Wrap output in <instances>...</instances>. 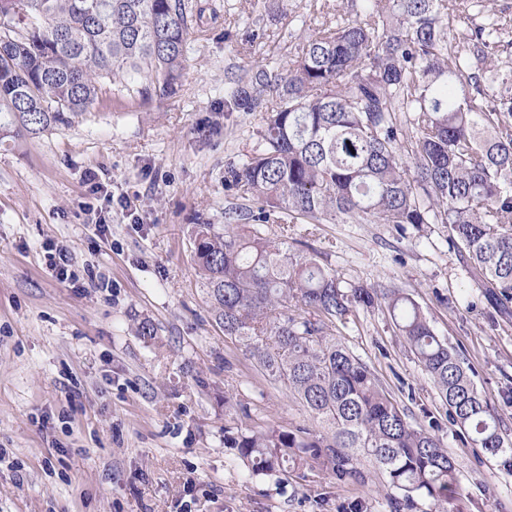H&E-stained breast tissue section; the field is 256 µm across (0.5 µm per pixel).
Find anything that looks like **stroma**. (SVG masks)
<instances>
[{
    "label": "stroma",
    "instance_id": "stroma-1",
    "mask_svg": "<svg viewBox=\"0 0 512 512\" xmlns=\"http://www.w3.org/2000/svg\"><path fill=\"white\" fill-rule=\"evenodd\" d=\"M201 18L176 94L103 81L96 104L36 138L0 139V512H339L355 498L391 512L387 488L336 483L291 465L254 476L224 431L243 411L286 428L310 414L225 336L191 256L197 224L222 225L224 166L258 112L224 91L262 58L288 62L308 0H197ZM104 186L90 194L86 170ZM290 253H314L345 282L394 285L464 359L512 435V312L462 262L444 224H265ZM67 247L77 284L57 280ZM151 321L157 334L137 336ZM334 340L413 420H437L471 512H512V473L463 444L385 309L357 310Z\"/></svg>",
    "mask_w": 512,
    "mask_h": 512
}]
</instances>
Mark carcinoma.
Listing matches in <instances>:
<instances>
[{
	"label": "carcinoma",
	"mask_w": 512,
	"mask_h": 512,
	"mask_svg": "<svg viewBox=\"0 0 512 512\" xmlns=\"http://www.w3.org/2000/svg\"><path fill=\"white\" fill-rule=\"evenodd\" d=\"M478 10L482 24L457 25ZM189 0H0V131L35 137L97 101L105 79L176 92L194 32ZM288 67L269 59L224 93L261 112L253 146L224 169L249 204L197 224L193 260L216 322L318 428L250 414L224 442L251 474L315 463L339 484L465 512L439 425L411 421L371 369L328 338L360 308L386 307L462 441L512 473L501 414L418 303L400 288L348 284L314 254H290L260 224H446L481 287L512 301V28L489 0H339L336 19L294 30ZM294 307L296 311L288 313Z\"/></svg>",
	"instance_id": "cac0c4a2"
}]
</instances>
